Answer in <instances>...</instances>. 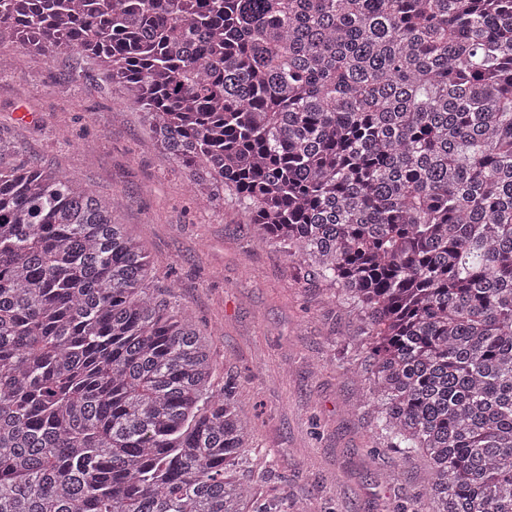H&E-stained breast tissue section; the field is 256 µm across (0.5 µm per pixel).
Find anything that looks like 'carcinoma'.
I'll return each instance as SVG.
<instances>
[{
	"label": "carcinoma",
	"instance_id": "cac0c4a2",
	"mask_svg": "<svg viewBox=\"0 0 512 512\" xmlns=\"http://www.w3.org/2000/svg\"><path fill=\"white\" fill-rule=\"evenodd\" d=\"M122 84L354 311L396 512H512V0H0V34ZM101 201L0 168V512H280L212 345Z\"/></svg>",
	"mask_w": 512,
	"mask_h": 512
}]
</instances>
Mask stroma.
I'll list each match as a JSON object with an SVG mask.
<instances>
[{
    "instance_id": "obj_1",
    "label": "stroma",
    "mask_w": 512,
    "mask_h": 512,
    "mask_svg": "<svg viewBox=\"0 0 512 512\" xmlns=\"http://www.w3.org/2000/svg\"><path fill=\"white\" fill-rule=\"evenodd\" d=\"M89 59L0 46V141L9 165L36 164L108 198L142 244L153 288H173L211 338L214 389L236 384L250 433L247 478L261 499L308 512H394L426 484L360 403L341 343L358 323L333 290L261 237L231 198L201 209L188 174L156 146L140 109Z\"/></svg>"
}]
</instances>
